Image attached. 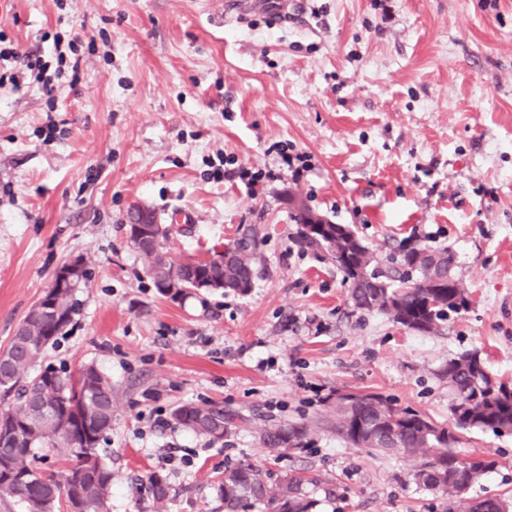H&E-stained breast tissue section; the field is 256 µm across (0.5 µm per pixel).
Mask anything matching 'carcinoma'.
<instances>
[{
	"label": "carcinoma",
	"instance_id": "1",
	"mask_svg": "<svg viewBox=\"0 0 512 512\" xmlns=\"http://www.w3.org/2000/svg\"><path fill=\"white\" fill-rule=\"evenodd\" d=\"M310 210L290 212L298 225V238L308 247H327V232L309 233ZM328 232L336 234V253L331 259L350 283L354 304L363 309L386 312L397 324L420 333L438 329L448 311L468 306L465 289L452 275L453 257L446 251H434L405 241L398 255L382 267L368 246L364 245L346 224H329ZM143 239L134 247L146 261V269L154 285L160 276L155 265L167 255L166 243ZM254 246L247 237L239 238L232 251L235 256L218 263L214 257L194 263L169 261L187 282H195L209 274H224L250 285L253 280ZM76 288H66L42 296L14 330L0 352V500L23 506L24 512H56L65 503L73 512V499L83 505L81 512H107L112 494V469L102 458L98 445L112 429V379L95 366L86 365L78 372L61 374L51 369L32 373V366L44 350L53 344L72 322L76 312ZM448 384L455 392L453 416L456 427L512 432V383L492 382L479 357L465 353L448 360L445 368ZM86 402L95 414L99 427L82 441L70 435L65 427L66 415L73 402ZM388 400L374 393L358 394V403L336 399V431L355 447L375 448L404 457L419 454L427 457L422 467L431 471L422 480L424 486L454 496L461 486L468 487L482 474L493 469L495 462L463 459L454 451L459 442L430 418L405 409L382 405ZM176 425L193 433L222 438L219 431L236 426L239 416L224 407L184 404L172 413ZM310 429L305 425L286 424L263 434L268 448L298 449L306 447ZM53 448L73 462L59 474L60 482L36 479L31 463L33 450ZM149 490L158 503L169 497V485L162 477H148ZM302 479L290 476L271 485L261 470L238 463L224 469L218 485L224 512H245L259 502L269 512H311L313 503L300 494Z\"/></svg>",
	"mask_w": 512,
	"mask_h": 512
}]
</instances>
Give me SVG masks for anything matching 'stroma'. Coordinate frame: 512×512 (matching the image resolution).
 Masks as SVG:
<instances>
[{"label":"stroma","instance_id":"35a3bbf8","mask_svg":"<svg viewBox=\"0 0 512 512\" xmlns=\"http://www.w3.org/2000/svg\"><path fill=\"white\" fill-rule=\"evenodd\" d=\"M0 35L82 58L51 101L0 85V350L84 258L77 311L35 369L111 378L109 512H223L217 482L238 462L303 477L313 512H456L416 485V461L345 441L336 396L450 427L449 359L477 353L512 382V0H302L282 23L224 0H0ZM290 189L378 258L408 238L448 249L467 309L432 333L356 309L300 243ZM136 203L174 220L176 261L254 235L252 288L160 295L129 240ZM182 403L247 423L212 443L173 425ZM285 422L309 426L306 448L263 445ZM455 451L497 461L469 497L512 504L511 432L465 431ZM152 474L170 487L161 510Z\"/></svg>","mask_w":512,"mask_h":512}]
</instances>
